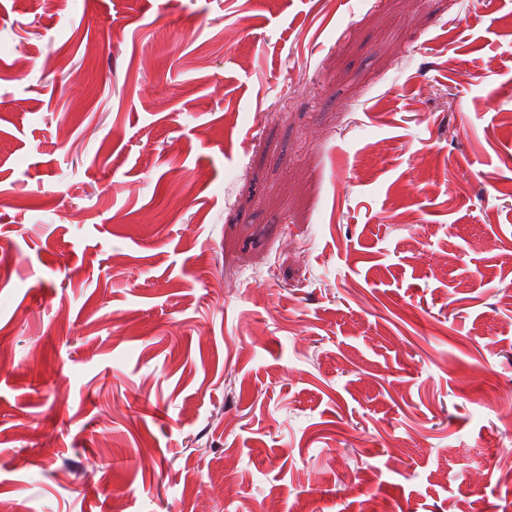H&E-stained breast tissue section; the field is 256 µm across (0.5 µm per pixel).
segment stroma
Here are the masks:
<instances>
[{
  "instance_id": "1",
  "label": "stroma",
  "mask_w": 512,
  "mask_h": 512,
  "mask_svg": "<svg viewBox=\"0 0 512 512\" xmlns=\"http://www.w3.org/2000/svg\"><path fill=\"white\" fill-rule=\"evenodd\" d=\"M489 376L512 0H0V500L512 512Z\"/></svg>"
}]
</instances>
